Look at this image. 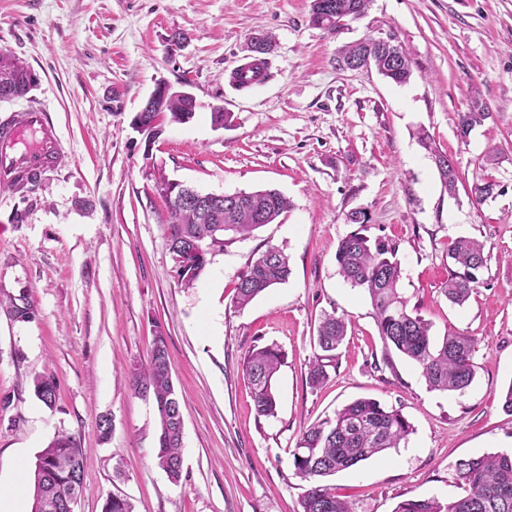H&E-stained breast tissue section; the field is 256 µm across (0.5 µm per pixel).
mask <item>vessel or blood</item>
<instances>
[{
    "label": "vessel or blood",
    "instance_id": "1",
    "mask_svg": "<svg viewBox=\"0 0 512 512\" xmlns=\"http://www.w3.org/2000/svg\"><path fill=\"white\" fill-rule=\"evenodd\" d=\"M56 135L44 111L27 110L0 129V188L40 174L56 159Z\"/></svg>",
    "mask_w": 512,
    "mask_h": 512
}]
</instances>
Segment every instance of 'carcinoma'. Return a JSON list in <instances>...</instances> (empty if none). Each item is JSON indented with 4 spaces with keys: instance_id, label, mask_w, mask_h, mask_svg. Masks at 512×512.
Instances as JSON below:
<instances>
[{
    "instance_id": "1",
    "label": "carcinoma",
    "mask_w": 512,
    "mask_h": 512,
    "mask_svg": "<svg viewBox=\"0 0 512 512\" xmlns=\"http://www.w3.org/2000/svg\"><path fill=\"white\" fill-rule=\"evenodd\" d=\"M370 0H312L309 23L329 32L339 20L354 19L366 13ZM371 55L378 72L396 84L406 83L412 74V61L399 44L389 47L376 42L352 43L340 49L336 61H347L362 52ZM28 67L16 57L0 52V96L23 97L28 93ZM196 104L179 98L168 104L170 120L187 123L193 119ZM492 118L487 103L473 98L467 109L457 113L456 129L462 138ZM418 139L428 150L448 194L455 195L460 176L448 155L433 146L422 130ZM169 210L166 246L170 254L182 258L178 272L180 285L191 288L203 273L208 257L200 256L197 246L214 252L224 247L228 233L246 237L258 228L273 223L290 207V202L275 189L245 191L242 203L223 209L224 221H207L194 207L166 198ZM448 258L456 266L448 277L445 295L457 305L464 304L478 288V274L485 266L484 246L479 241L460 237L452 242ZM339 274L353 287L367 291L379 334L385 347L409 359L433 390L463 392L473 382L475 369L474 338L462 333H447L436 340L431 324L409 307L399 288L400 263L395 247L382 240L371 241L363 233L352 232L340 240L336 250ZM290 266L283 250L271 246L254 259L235 285V302L244 308L274 285L288 280ZM0 307L19 321L35 316L25 292L0 299ZM348 334L343 317L329 315L319 324L315 336L318 353L308 366V382L313 388L329 379L328 368L335 366L336 351ZM283 362L275 345L254 347L243 360L242 371L253 394L256 412L272 416L277 406L274 376ZM135 391L153 399L159 415L157 465L177 483L182 476L183 416L175 390L166 337L156 331L146 363L134 368ZM34 394L47 406L54 405L57 383L50 375L34 378ZM412 427L402 413L388 409L373 399H357L307 428L293 453L294 474L309 483L301 501L302 512H352L348 503L331 492L323 479L366 461L407 439ZM33 488L31 512H70L85 493L82 450L76 436L59 432L37 455L30 473ZM454 483L463 494L442 503L435 498L400 502L394 512H512V453L498 452L460 458L453 467Z\"/></svg>"
}]
</instances>
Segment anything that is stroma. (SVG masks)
Instances as JSON below:
<instances>
[{
	"label": "stroma",
	"mask_w": 512,
	"mask_h": 512,
	"mask_svg": "<svg viewBox=\"0 0 512 512\" xmlns=\"http://www.w3.org/2000/svg\"><path fill=\"white\" fill-rule=\"evenodd\" d=\"M311 0H0V51L38 84L0 101V126L46 110L60 155L31 190L0 189V297L26 292L36 316L0 309V482L59 431L83 451L86 491L77 512L119 496L132 512H300L307 482L292 453L303 431L346 404L374 399L400 411L412 433L400 447L329 477L354 512H394L408 499L457 496L462 457L512 452V0H372L359 20L330 33L311 26ZM394 32L412 58L398 85L376 70L345 71L337 50ZM184 33L180 48L170 46ZM271 34L267 76L240 89L252 34ZM197 101L185 124L161 119L155 139L132 126L157 81ZM492 119L468 139L457 112L472 97ZM223 108L229 124L214 127ZM452 157L448 195L416 133ZM204 192L275 188L291 202L246 238L227 235L191 288L181 287L165 245L169 219L157 175ZM498 193L475 203L473 183ZM369 218L367 234L396 245L400 287L434 337L476 341V378L464 392L430 389L416 366L387 352L368 295L338 273L336 249ZM460 236L484 245L480 285L448 301V250ZM291 274L245 309L235 284L268 247ZM349 322L336 367L307 382L324 315ZM163 331L184 418L183 471L171 483L155 460L159 416L136 394L133 362L147 361ZM277 344L276 413L257 415L243 360ZM54 377L53 406L32 387ZM112 437L101 441V416Z\"/></svg>",
	"instance_id": "35a3bbf8"
}]
</instances>
